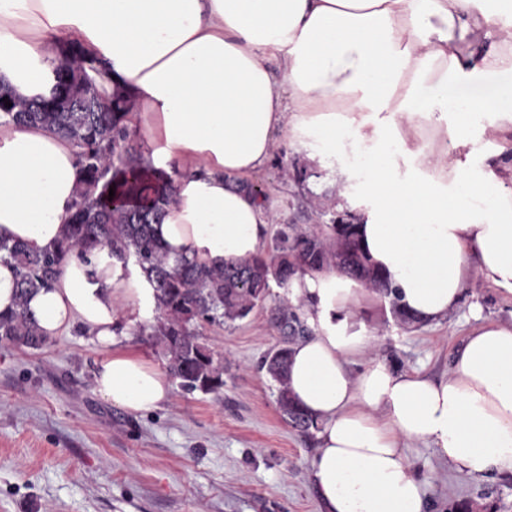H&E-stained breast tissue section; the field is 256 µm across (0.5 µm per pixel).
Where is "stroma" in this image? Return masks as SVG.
<instances>
[{
  "mask_svg": "<svg viewBox=\"0 0 512 512\" xmlns=\"http://www.w3.org/2000/svg\"><path fill=\"white\" fill-rule=\"evenodd\" d=\"M341 164L309 167L282 140L252 182L276 224L315 231L337 212ZM474 308L497 320L512 315V299L475 283L447 319L410 328L376 307L369 356L404 373L446 377ZM203 334L224 357L223 393L176 387L168 403L143 414L95 392L104 352L79 330L36 354L0 346V512H321L308 481L316 438L282 419L260 368L281 342L266 312ZM406 454L428 484L431 512H451L462 499L512 512V476L471 478L420 443Z\"/></svg>",
  "mask_w": 512,
  "mask_h": 512,
  "instance_id": "stroma-1",
  "label": "stroma"
}]
</instances>
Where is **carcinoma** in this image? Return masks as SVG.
<instances>
[{
    "label": "carcinoma",
    "instance_id": "1",
    "mask_svg": "<svg viewBox=\"0 0 512 512\" xmlns=\"http://www.w3.org/2000/svg\"><path fill=\"white\" fill-rule=\"evenodd\" d=\"M82 92L93 111L74 112L65 101L44 109V97L21 99L0 88V98L12 103L0 107V119L20 126L41 124L70 139L78 148L83 174L71 223L53 248L37 253L21 243L0 241V260L13 263L17 275L15 309L0 313V345L30 351L47 347L50 338L42 335L28 312L31 294L48 286L71 254L110 247L133 259L154 288L157 315L148 326L149 340L187 394L218 395L224 389V357L202 341L201 329L230 326L256 310H267L283 341L264 357L261 367L275 384L282 418L311 433L313 421L288 391L291 346L309 334L305 305L292 303L286 295L269 308L266 301L274 285L288 291L297 273L333 267L370 291L388 293L361 246L356 224L331 222L318 233L285 224L275 236L271 259L259 255L219 267L173 261L152 232L171 202L172 180L162 188L160 180L143 171V154L134 143L137 130L126 123L130 101L113 97L103 102L94 81ZM111 189L115 202L109 200Z\"/></svg>",
    "mask_w": 512,
    "mask_h": 512
}]
</instances>
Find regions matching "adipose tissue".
Returning a JSON list of instances; mask_svg holds the SVG:
<instances>
[{
  "label": "adipose tissue",
  "instance_id": "1",
  "mask_svg": "<svg viewBox=\"0 0 512 512\" xmlns=\"http://www.w3.org/2000/svg\"><path fill=\"white\" fill-rule=\"evenodd\" d=\"M65 39L102 65L103 95L132 101L145 165L174 177L155 227L170 258L262 252L272 207L240 183L282 135L320 168L339 150L363 157L350 207L392 290L379 304L432 323L475 282L512 298V154L473 164L478 140L512 134V86L452 104L462 85L512 73V0H0V85L49 95ZM81 179L72 141L0 119V240L52 248ZM368 295L333 269L290 288L309 307L289 389L319 423L309 481L322 512H427L409 441L476 479L512 475V319L475 326L447 378L382 361L355 375L373 341ZM132 308L154 310L153 288L108 247L70 255L28 304L45 336L77 329L104 349L95 391L138 414L165 405L171 382L120 347Z\"/></svg>",
  "mask_w": 512,
  "mask_h": 512
}]
</instances>
